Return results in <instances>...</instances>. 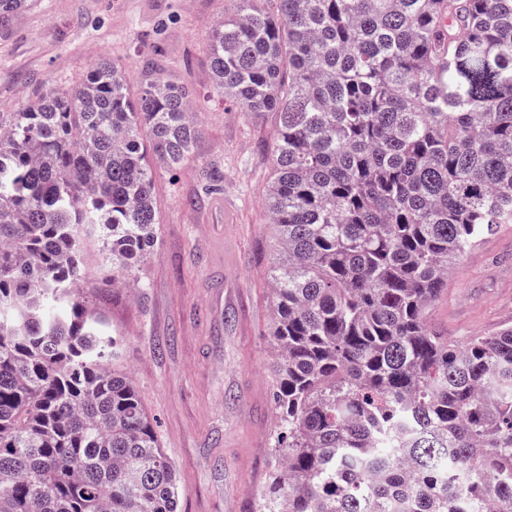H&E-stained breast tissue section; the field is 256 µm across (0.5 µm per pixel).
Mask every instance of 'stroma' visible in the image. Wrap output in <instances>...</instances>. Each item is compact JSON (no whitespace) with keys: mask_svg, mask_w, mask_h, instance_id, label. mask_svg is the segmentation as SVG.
Masks as SVG:
<instances>
[{"mask_svg":"<svg viewBox=\"0 0 512 512\" xmlns=\"http://www.w3.org/2000/svg\"><path fill=\"white\" fill-rule=\"evenodd\" d=\"M231 0H35L0 28V112L65 87L103 59L140 92L144 47L183 83L200 134L176 166L152 160L158 239L134 275L104 288L96 245L81 296L115 341L110 365L132 378L178 473V512H257L274 466L275 350L269 273L278 235L265 190L273 113L225 101L208 68L210 29ZM457 341L512 327V224L459 257L428 312Z\"/></svg>","mask_w":512,"mask_h":512,"instance_id":"1","label":"stroma"}]
</instances>
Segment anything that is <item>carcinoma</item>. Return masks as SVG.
<instances>
[{
	"label": "carcinoma",
	"mask_w": 512,
	"mask_h": 512,
	"mask_svg": "<svg viewBox=\"0 0 512 512\" xmlns=\"http://www.w3.org/2000/svg\"><path fill=\"white\" fill-rule=\"evenodd\" d=\"M233 0L216 91L272 112L266 207L279 469L259 512H512V327L458 344L427 312L512 223V0ZM149 131V139L142 130ZM199 127L159 60L104 59L0 112V512H177L174 465L80 287L159 217L149 157Z\"/></svg>",
	"instance_id": "obj_1"
}]
</instances>
